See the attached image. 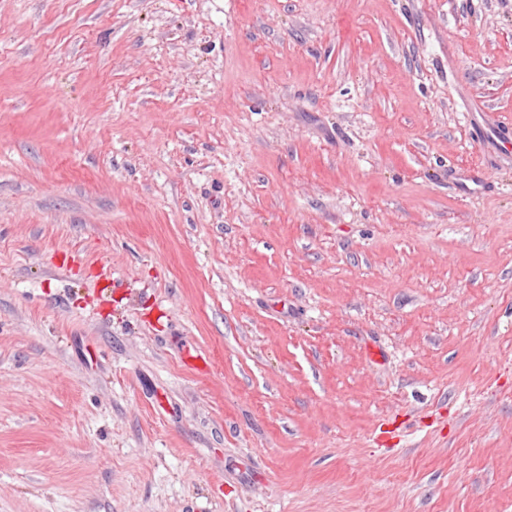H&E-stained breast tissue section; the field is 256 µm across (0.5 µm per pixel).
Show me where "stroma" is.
I'll return each mask as SVG.
<instances>
[{"instance_id": "35a3bbf8", "label": "stroma", "mask_w": 512, "mask_h": 512, "mask_svg": "<svg viewBox=\"0 0 512 512\" xmlns=\"http://www.w3.org/2000/svg\"><path fill=\"white\" fill-rule=\"evenodd\" d=\"M512 0H0V512H512Z\"/></svg>"}]
</instances>
